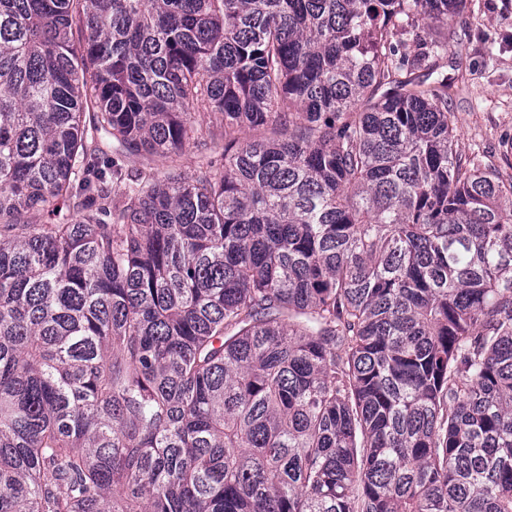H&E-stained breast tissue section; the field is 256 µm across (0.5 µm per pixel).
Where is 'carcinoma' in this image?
<instances>
[{"instance_id":"cac0c4a2","label":"carcinoma","mask_w":512,"mask_h":512,"mask_svg":"<svg viewBox=\"0 0 512 512\" xmlns=\"http://www.w3.org/2000/svg\"><path fill=\"white\" fill-rule=\"evenodd\" d=\"M462 3L0 0V512H512V176L398 57Z\"/></svg>"}]
</instances>
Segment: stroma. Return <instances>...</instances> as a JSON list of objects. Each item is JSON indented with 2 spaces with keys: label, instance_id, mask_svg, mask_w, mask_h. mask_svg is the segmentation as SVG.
Wrapping results in <instances>:
<instances>
[{
  "label": "stroma",
  "instance_id": "stroma-1",
  "mask_svg": "<svg viewBox=\"0 0 512 512\" xmlns=\"http://www.w3.org/2000/svg\"><path fill=\"white\" fill-rule=\"evenodd\" d=\"M438 35L448 39L434 63L451 85L459 153L512 174V0H466L449 25L422 23L402 35L400 51L414 54Z\"/></svg>",
  "mask_w": 512,
  "mask_h": 512
}]
</instances>
